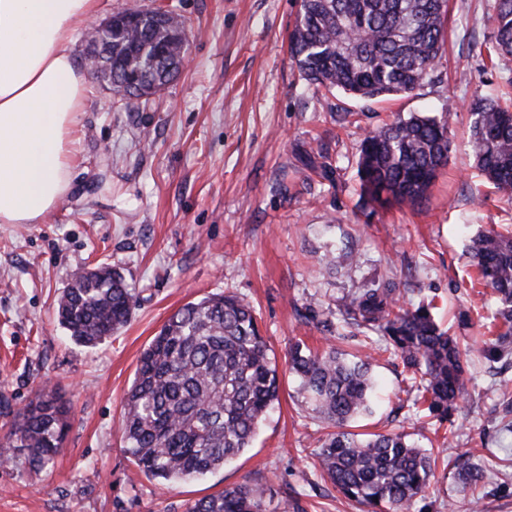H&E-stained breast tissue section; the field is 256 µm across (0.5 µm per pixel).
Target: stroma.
Instances as JSON below:
<instances>
[{
    "label": "stroma",
    "instance_id": "35a3bbf8",
    "mask_svg": "<svg viewBox=\"0 0 512 512\" xmlns=\"http://www.w3.org/2000/svg\"><path fill=\"white\" fill-rule=\"evenodd\" d=\"M495 0H450L448 40L431 79L413 93L359 102L310 86L288 51L297 0H98L97 20L130 5H172L188 29L189 64L159 98L114 102L87 81L73 131L62 204L38 224H0V448L41 387L68 413L64 449L36 471L23 454L0 465V512H185L227 487L265 483L266 512H361L321 477L314 455L328 429L288 370L295 343L358 339L337 310L361 289L395 283L405 305L429 306L464 338L469 393L438 423L417 404L400 359L377 356L380 388L355 432L398 429L432 458L433 477L408 512H512V348L484 356L495 308L469 258L471 238L512 225V203L473 167L467 103L512 104V59L493 62ZM459 106L451 158L419 206L373 207L360 189L363 131L395 115ZM111 265L135 290L130 322L94 347L56 317L82 268ZM250 301L280 376L278 404L251 448L206 477L162 487L138 475L120 421L138 359L182 305L211 294ZM509 386H502V379ZM480 469L471 484L465 474Z\"/></svg>",
    "mask_w": 512,
    "mask_h": 512
}]
</instances>
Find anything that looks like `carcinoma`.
I'll use <instances>...</instances> for the list:
<instances>
[{
	"label": "carcinoma",
	"instance_id": "1",
	"mask_svg": "<svg viewBox=\"0 0 512 512\" xmlns=\"http://www.w3.org/2000/svg\"><path fill=\"white\" fill-rule=\"evenodd\" d=\"M448 0H299L288 34L291 58L316 88L354 100L410 94L435 71L447 36ZM489 57H512V0H496ZM185 24L157 11L115 16L110 50L117 101L155 94L180 73ZM137 69L135 90L127 71ZM452 102L435 116L397 117L367 128L359 145L358 174L368 201L379 207L420 204L448 166ZM473 162L485 179L512 200V107L489 95L468 103ZM478 280L492 289L501 325L488 344L498 353L512 345V231L480 232L469 249ZM133 297L111 266L77 274L57 309L77 343L94 347L123 328ZM339 310L381 341L365 337L373 353L402 360L418 398L448 421L471 380L458 337L443 330L424 306L407 309L396 289L365 288ZM373 353L352 355L330 345L321 353L296 343L289 367L311 411L335 428L316 452L321 476L366 512H406L432 475L430 458L400 432L356 433L348 424L371 413ZM279 375L260 334L253 306L213 294L177 309L139 357L125 397V451L139 474L162 484L187 482L241 456L278 400ZM68 408L44 387L13 420L10 449L23 451L34 470L48 466L65 439ZM267 489L245 483L197 499L186 512H265Z\"/></svg>",
	"mask_w": 512,
	"mask_h": 512
}]
</instances>
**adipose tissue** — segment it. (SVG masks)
<instances>
[{
  "label": "adipose tissue",
  "mask_w": 512,
  "mask_h": 512,
  "mask_svg": "<svg viewBox=\"0 0 512 512\" xmlns=\"http://www.w3.org/2000/svg\"><path fill=\"white\" fill-rule=\"evenodd\" d=\"M97 0H0V224L64 199L86 79L69 51Z\"/></svg>",
  "instance_id": "adipose-tissue-1"
}]
</instances>
